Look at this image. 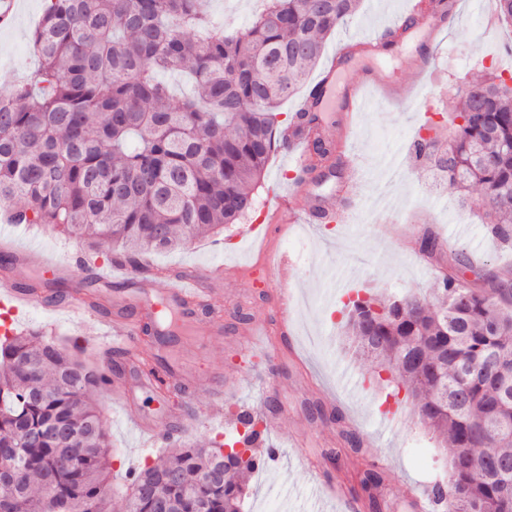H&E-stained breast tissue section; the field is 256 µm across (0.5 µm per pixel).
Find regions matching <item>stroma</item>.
I'll return each mask as SVG.
<instances>
[{
	"mask_svg": "<svg viewBox=\"0 0 512 512\" xmlns=\"http://www.w3.org/2000/svg\"><path fill=\"white\" fill-rule=\"evenodd\" d=\"M43 0H26L14 30H0V86L12 83L37 59L30 35ZM409 0H361L358 12L331 35L326 54L313 69L320 76L331 54L360 44L402 20ZM458 17L439 39V53L427 79L419 85L422 110L399 109L369 91L368 103L355 121L349 141L355 166H342L337 176L318 185L319 191L355 182L361 187L349 222H316L295 231L278 225L267 240L254 237L256 215L224 227L218 233L148 258L147 276H198L223 291V333L202 336L198 326L182 327L170 354L193 358L201 387L197 402H204L205 386L213 368H221L226 387L222 415L163 447H146L140 431L113 398L111 389L95 397L111 441L112 512H124L128 470L174 455L184 446L229 442L238 435V416L260 413L267 404L280 407L276 429L265 431L266 446L280 449L276 465L253 473L245 483L243 512H366L353 502V475L366 456L381 452L384 483L379 492L382 512H411L407 488L424 494L432 472L442 471L446 455L440 441L406 409L384 419L381 409L388 390L372 378L373 364L355 351L345 336V304L352 294L368 291L389 296L416 293L433 297L438 271L473 255L486 269L512 280V245L503 246L482 222V196L471 190L460 204L448 180L433 165L416 158L411 147L428 121L449 116L464 90L479 79L493 61L512 66V26L488 23L470 0H458ZM293 194L298 207L314 200L308 186L292 177L286 150L274 152L263 179L254 191L258 212L272 211L273 198ZM439 232L443 247L433 261L420 258L415 246L426 226ZM7 236L15 252L32 248L49 258L71 262L61 290L75 292L87 281V270L104 266L103 256L90 252L76 237L50 226H9ZM285 255L297 275L296 301L287 331L277 326L278 309L269 289L261 284L268 273L262 259ZM17 331L39 330L66 348L86 347L93 333L43 300L19 311ZM261 325L259 346L246 353L235 349L241 333ZM322 404L339 410L342 422L311 419L309 407ZM364 442L354 451L342 430ZM335 480L341 496L329 498L317 491L320 481Z\"/></svg>",
	"mask_w": 512,
	"mask_h": 512,
	"instance_id": "1",
	"label": "stroma"
}]
</instances>
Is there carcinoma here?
<instances>
[{"instance_id":"obj_1","label":"carcinoma","mask_w":512,"mask_h":512,"mask_svg":"<svg viewBox=\"0 0 512 512\" xmlns=\"http://www.w3.org/2000/svg\"><path fill=\"white\" fill-rule=\"evenodd\" d=\"M204 0H44L31 34L40 64L0 92V208L15 224L90 239L109 262L138 265L253 211L270 155L287 148L279 105L305 91L327 38L360 0H264L241 32L215 28ZM195 90L174 97L157 74ZM462 122H455L456 118ZM415 152L456 191L485 190L486 224L512 241V87L488 71ZM429 229L419 253L435 257ZM357 348L405 392L450 450L438 512H512V285L442 272L432 300H349ZM167 307L145 332L172 335ZM110 373L36 333L0 340V512H108L107 432L92 402ZM246 463L223 444L190 446L133 475L125 512H241ZM372 467L360 491L378 489Z\"/></svg>"}]
</instances>
